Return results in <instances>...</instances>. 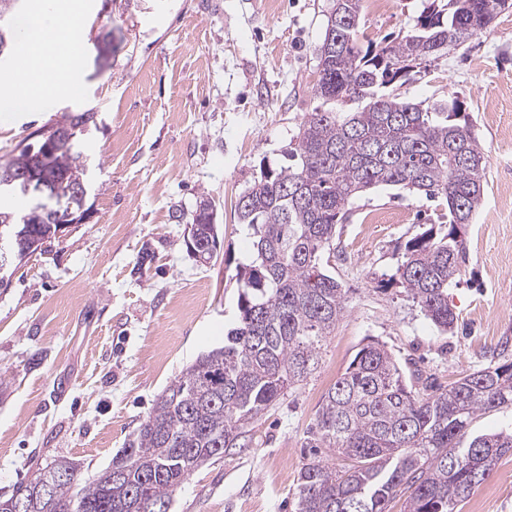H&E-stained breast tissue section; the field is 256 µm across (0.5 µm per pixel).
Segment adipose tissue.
<instances>
[{
	"label": "adipose tissue",
	"mask_w": 512,
	"mask_h": 512,
	"mask_svg": "<svg viewBox=\"0 0 512 512\" xmlns=\"http://www.w3.org/2000/svg\"><path fill=\"white\" fill-rule=\"evenodd\" d=\"M45 29L56 32L55 42L43 46L37 58L42 78L31 88L18 81L0 82V112H31L44 100L59 97L71 87L81 63V43L84 35V17L71 5V0H36V9L30 21L26 43L20 51H27V43L36 39Z\"/></svg>",
	"instance_id": "ef3b65f1"
}]
</instances>
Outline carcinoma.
Masks as SVG:
<instances>
[{"label":"carcinoma","mask_w":512,"mask_h":512,"mask_svg":"<svg viewBox=\"0 0 512 512\" xmlns=\"http://www.w3.org/2000/svg\"><path fill=\"white\" fill-rule=\"evenodd\" d=\"M19 0H0V25L10 29L9 54L21 32ZM317 47L316 93L354 103L350 112L316 110L305 117L291 166L260 167L239 197L238 222L251 231L249 261L237 268L238 318L216 347L186 367L158 396L128 447L107 468L79 485L78 466L56 459L0 499L12 512H130L140 496L169 506L181 484L229 448L246 447V434L269 407L315 369L325 342L346 308L347 290L329 270L336 225L347 207L373 189L391 186L442 201L448 223L410 239L391 279L440 331L453 332L448 288L465 273L460 228L471 223L484 197L487 155L456 98L434 111L380 91L388 83L383 53L405 73L486 31L499 0H433L416 30L374 49L360 45L361 0H336ZM76 130L44 155L57 176L20 229L45 236L60 210L80 208L66 189L83 171L86 140L79 127L91 111L67 115ZM41 140H21L0 162V197L23 193L17 177L40 152ZM512 406V363L489 365L427 392L384 343L362 346L329 389L307 430L308 449L295 487L294 512H388L407 495V512H457L497 461L512 452V433L466 440L473 419ZM340 460L339 466L335 460Z\"/></svg>","instance_id":"1"}]
</instances>
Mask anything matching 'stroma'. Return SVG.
I'll return each instance as SVG.
<instances>
[{
    "instance_id": "stroma-1",
    "label": "stroma",
    "mask_w": 512,
    "mask_h": 512,
    "mask_svg": "<svg viewBox=\"0 0 512 512\" xmlns=\"http://www.w3.org/2000/svg\"><path fill=\"white\" fill-rule=\"evenodd\" d=\"M430 0H361L363 45L406 34ZM333 0H134L113 7L101 48L83 39L70 93L0 113V162L32 131L86 109L93 160L89 223L28 258L0 288V497L37 464L69 458L82 480L133 440L158 395L221 345L238 315L236 266L250 238L235 205L261 164L285 163L315 92L316 48ZM110 65H96L97 55ZM424 105L458 98L488 155L484 199L463 229L466 273L448 290L455 330L440 332L391 282L405 243L444 207L381 187L352 201L331 264L347 309L317 369L252 424L243 448L192 473L169 512H293L302 442L328 390L377 340L441 386L512 362V11L390 88ZM217 206L220 247L187 250L201 196ZM457 512H512V453Z\"/></svg>"
}]
</instances>
